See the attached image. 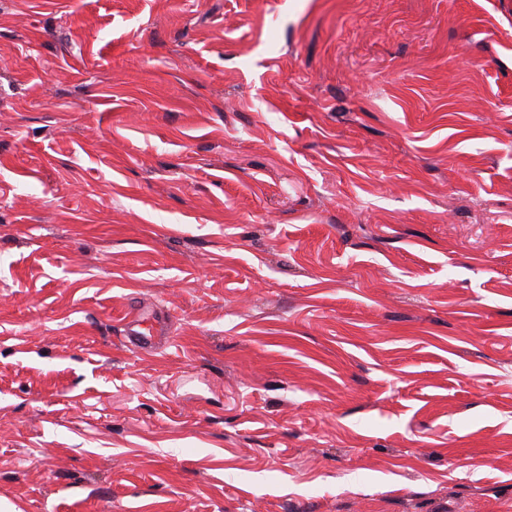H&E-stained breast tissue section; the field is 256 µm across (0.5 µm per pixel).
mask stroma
I'll return each mask as SVG.
<instances>
[{
    "label": "stroma",
    "mask_w": 512,
    "mask_h": 512,
    "mask_svg": "<svg viewBox=\"0 0 512 512\" xmlns=\"http://www.w3.org/2000/svg\"><path fill=\"white\" fill-rule=\"evenodd\" d=\"M0 512H512V0H0ZM125 332L128 343L137 349L152 348L155 343V331L152 325H148L147 319L142 313L132 312L129 314Z\"/></svg>",
    "instance_id": "35a3bbf8"
}]
</instances>
